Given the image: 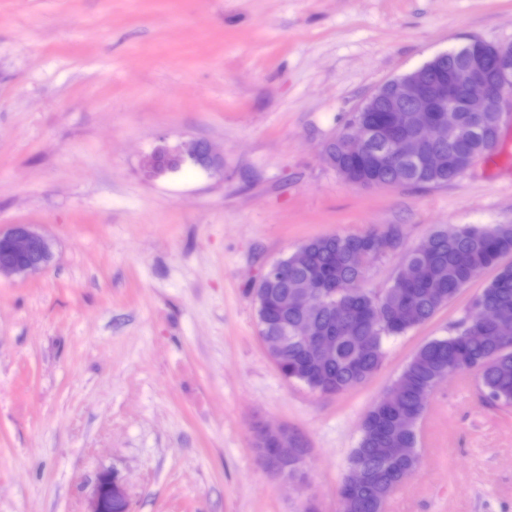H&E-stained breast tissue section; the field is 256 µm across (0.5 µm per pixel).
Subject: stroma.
I'll return each mask as SVG.
<instances>
[{"label":"stroma","instance_id":"1","mask_svg":"<svg viewBox=\"0 0 512 512\" xmlns=\"http://www.w3.org/2000/svg\"><path fill=\"white\" fill-rule=\"evenodd\" d=\"M474 40L512 46V0H0V231L54 244L0 278V512H89L104 476L130 512H340L365 411L495 272L335 396L282 377L251 290L313 237L397 228L380 294L435 229L512 224L511 118L440 186H355L320 154L384 82ZM187 140L221 166L145 174ZM260 422L304 441L296 480L262 464ZM417 434L384 512H512V408L453 375ZM8 258L0 262V277L28 279L41 273L53 259L52 241L32 224H15L0 232V247Z\"/></svg>","mask_w":512,"mask_h":512}]
</instances>
